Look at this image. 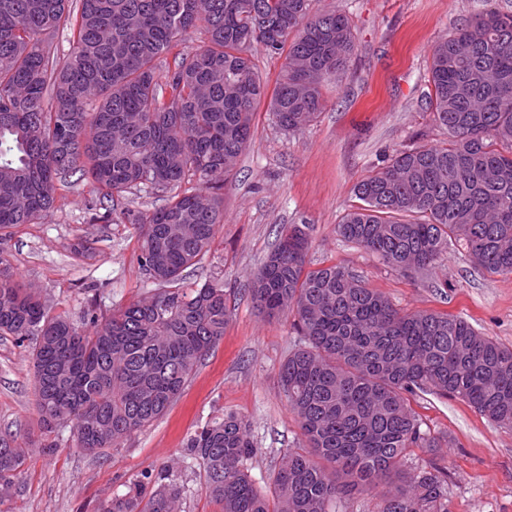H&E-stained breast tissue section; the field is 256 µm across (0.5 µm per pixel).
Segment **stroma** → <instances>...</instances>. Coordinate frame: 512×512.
<instances>
[{"instance_id": "35a3bbf8", "label": "stroma", "mask_w": 512, "mask_h": 512, "mask_svg": "<svg viewBox=\"0 0 512 512\" xmlns=\"http://www.w3.org/2000/svg\"><path fill=\"white\" fill-rule=\"evenodd\" d=\"M317 6L351 16L356 50L349 67L327 86L317 120L300 131L284 132L259 105L252 141L224 180V222L202 264L185 273L189 284L223 281L232 311L223 339L163 416L119 447L88 454L66 441L51 451L41 447L31 350L0 336V435L29 443L0 512H97L130 480L163 467L183 486L182 512H222L199 469L183 463L181 448L197 427L227 414L249 424L257 451L246 467L260 491H271L283 454L305 445L278 379L296 335L291 316L259 313L248 288L285 224L312 225L310 267L343 266L401 312L459 316L512 348V274L483 273L464 242L449 241L435 268L399 272L336 234L356 203L357 181L395 151L444 140L428 107L435 42L487 11L512 13V0H318ZM64 195L43 223L21 225L0 244L15 279L75 318L153 293L137 263L135 227L96 220L89 184ZM410 404L439 447L432 457L413 451L406 468L432 458L447 466L448 512H512V429L451 397L420 393Z\"/></svg>"}]
</instances>
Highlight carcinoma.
<instances>
[{"instance_id": "carcinoma-1", "label": "carcinoma", "mask_w": 512, "mask_h": 512, "mask_svg": "<svg viewBox=\"0 0 512 512\" xmlns=\"http://www.w3.org/2000/svg\"><path fill=\"white\" fill-rule=\"evenodd\" d=\"M313 0H0V238L39 224L78 175L99 191V218L115 198L161 195L154 210L127 213L137 261L157 285L126 306L83 313L91 330L55 314L18 284L0 252V336L28 343L33 395L49 437L68 427L87 453L115 448L161 417L198 364L223 339L224 283L183 285L224 223L222 179L253 134L260 102L296 132L324 108L325 83L349 66L353 26ZM198 29L192 52L182 38ZM72 49L61 58L55 35ZM283 59L272 93L253 49ZM173 59L166 80L157 61ZM429 107L448 138L399 150L359 180L358 205L336 233L398 271L426 269L465 241L475 265L512 273V15L490 11L432 48ZM310 224H290L254 275L249 294L269 317H294L298 344L279 369L305 448L281 459L274 495L245 463L247 423L214 419L187 438L223 512H336L343 495L398 479L380 512H448L446 468L404 473L409 452L436 448L408 396L459 398L512 429V349L467 321L401 313L346 268H307ZM27 451L0 436V503ZM169 470L145 472L99 512H180Z\"/></svg>"}]
</instances>
